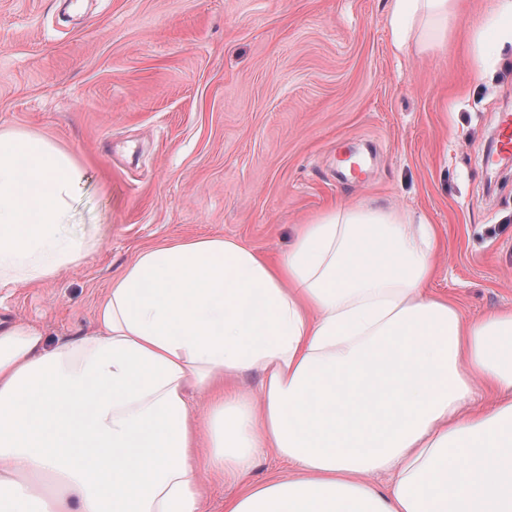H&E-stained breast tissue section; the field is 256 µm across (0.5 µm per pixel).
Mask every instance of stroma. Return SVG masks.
<instances>
[{
	"label": "stroma",
	"instance_id": "stroma-1",
	"mask_svg": "<svg viewBox=\"0 0 512 512\" xmlns=\"http://www.w3.org/2000/svg\"><path fill=\"white\" fill-rule=\"evenodd\" d=\"M455 2L447 50L402 53L391 0H0V128L82 161L91 245L0 288V321L77 337L145 247L224 237L277 258L297 225L359 202L434 224L432 292L512 309V159L482 155L512 113V49L476 76L484 0Z\"/></svg>",
	"mask_w": 512,
	"mask_h": 512
}]
</instances>
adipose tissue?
I'll return each instance as SVG.
<instances>
[{
	"instance_id": "ef3b65f1",
	"label": "adipose tissue",
	"mask_w": 512,
	"mask_h": 512,
	"mask_svg": "<svg viewBox=\"0 0 512 512\" xmlns=\"http://www.w3.org/2000/svg\"><path fill=\"white\" fill-rule=\"evenodd\" d=\"M451 2L392 0L395 49L447 48ZM508 43L512 0H485L476 59ZM82 177L56 142L0 129V285L84 260ZM437 248L404 210L335 205L277 259L221 237L140 250L81 338L0 322V512H205L212 474L240 489L224 512H512V311L429 293ZM266 453L291 470L249 482Z\"/></svg>"
}]
</instances>
